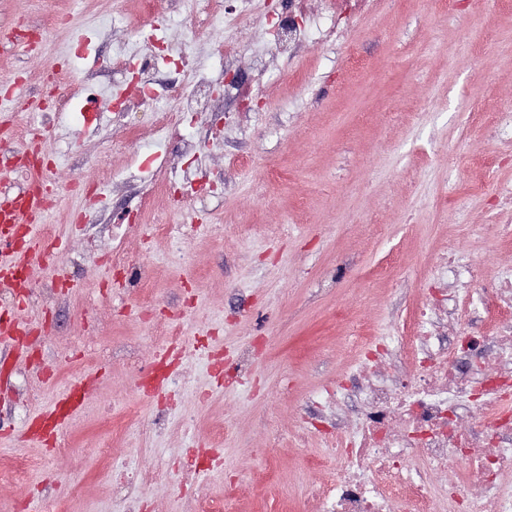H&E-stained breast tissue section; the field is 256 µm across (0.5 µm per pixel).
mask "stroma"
<instances>
[{
    "instance_id": "stroma-1",
    "label": "stroma",
    "mask_w": 512,
    "mask_h": 512,
    "mask_svg": "<svg viewBox=\"0 0 512 512\" xmlns=\"http://www.w3.org/2000/svg\"><path fill=\"white\" fill-rule=\"evenodd\" d=\"M195 2L98 0L90 13L84 0H0V29L41 36L0 43V86L25 81L0 151L20 153L18 129L40 135L56 186L27 346L0 348V461L43 466L24 486L0 485V512H196L200 496L225 499L229 479L227 512H322L310 489L342 462L296 435L320 418L317 394L354 386L367 356L358 336L398 335L448 287L435 266L448 250L490 275L512 267V137L486 123L512 113V0H378L341 19L338 43L292 57L267 34L281 0L200 37L184 23ZM150 20L213 90L210 108L160 143L155 113L110 110L123 88L116 50ZM79 41L89 56L65 64ZM227 41L238 55L221 67ZM50 69L47 85L38 76ZM240 84L260 87L257 108L225 95ZM51 93L65 107L42 114ZM148 152L187 173L180 201L139 169ZM85 181L100 194L91 205ZM444 195L453 209L436 207ZM117 249L152 270V305L113 268ZM84 377L93 387L62 426L73 465L26 434ZM160 462L169 477L140 483L132 506L103 475Z\"/></svg>"
}]
</instances>
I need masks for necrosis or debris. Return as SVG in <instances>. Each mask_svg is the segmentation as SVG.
I'll return each instance as SVG.
<instances>
[{
  "label": "necrosis or debris",
  "instance_id": "obj_1",
  "mask_svg": "<svg viewBox=\"0 0 512 512\" xmlns=\"http://www.w3.org/2000/svg\"><path fill=\"white\" fill-rule=\"evenodd\" d=\"M328 2L308 30L298 23L304 0H288L269 29L277 53L287 54L315 34L336 40L338 7L357 10L363 0ZM163 42L160 27L151 26L148 54L124 58L122 64L136 66L140 75L139 83L126 85L127 97L158 106L172 129L181 115L206 111L212 96L201 75L187 92L175 86L153 89L150 75L159 64L185 65L184 56L171 54ZM440 269L461 287L478 283L489 312L512 309V270L483 278L455 250L441 257ZM461 317L458 307L439 299L416 312L403 336L387 337L361 366L353 429L325 435L344 462L336 479L316 489L325 512H392L400 501L408 512H463L459 484L444 489L430 477L454 462L478 477L483 512H512V491L504 483L512 474V319L486 336L461 325ZM451 321L456 327L447 340L437 327ZM489 350L495 355L491 364L485 357ZM382 364L392 370L391 379L380 378Z\"/></svg>",
  "mask_w": 512,
  "mask_h": 512
}]
</instances>
